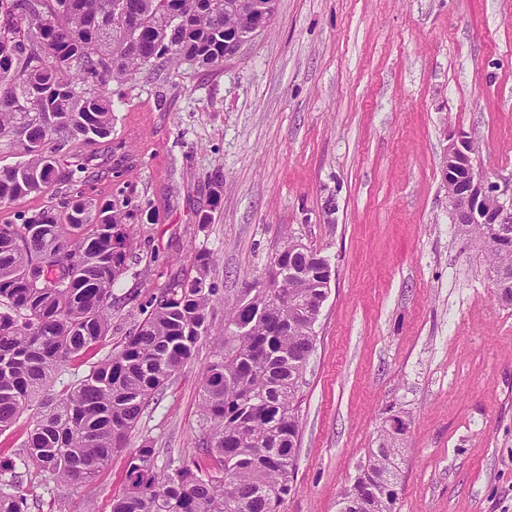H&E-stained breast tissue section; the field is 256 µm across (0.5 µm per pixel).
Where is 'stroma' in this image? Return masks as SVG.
I'll use <instances>...</instances> for the list:
<instances>
[{
    "label": "stroma",
    "instance_id": "35a3bbf8",
    "mask_svg": "<svg viewBox=\"0 0 512 512\" xmlns=\"http://www.w3.org/2000/svg\"><path fill=\"white\" fill-rule=\"evenodd\" d=\"M120 91L92 193L149 206L129 227L108 346L70 359L54 390L88 374L141 321L140 303L209 252L236 298L288 240L335 275L298 395L300 449L280 512H338L345 488L403 417L396 512H512V302L480 241L448 215V139L512 181V0H277L268 29L219 67L184 63ZM334 210H327V201ZM215 330L144 411L92 489L30 470L31 512H111L131 451L212 467L202 371Z\"/></svg>",
    "mask_w": 512,
    "mask_h": 512
}]
</instances>
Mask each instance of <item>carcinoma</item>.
<instances>
[{
    "label": "carcinoma",
    "mask_w": 512,
    "mask_h": 512,
    "mask_svg": "<svg viewBox=\"0 0 512 512\" xmlns=\"http://www.w3.org/2000/svg\"><path fill=\"white\" fill-rule=\"evenodd\" d=\"M276 0H11L0 10V139L22 160L0 167V207L56 184L66 201L22 224H0V433L33 403L46 400L24 449L0 455V512H29L20 469L90 488L117 448L126 446L144 410L189 360L212 327L217 290L208 252L194 275L172 280L149 301L135 331L83 378L46 399L69 359L100 347L110 331L113 288L130 244L128 202L92 203L94 154L76 144L112 146L107 77L133 81L146 67L190 62L214 67L234 53ZM29 19L27 28L17 18ZM478 238L495 281L512 302V224H465ZM278 264L224 304V345L204 368L201 386L206 452L215 467L182 463L156 471L144 441L126 463L124 492L112 512H279L293 487L300 444L297 395L317 342L328 296V256L287 242ZM71 258L60 266L54 256ZM401 443L385 442L361 466L376 494L350 512H394Z\"/></svg>",
    "instance_id": "obj_1"
}]
</instances>
